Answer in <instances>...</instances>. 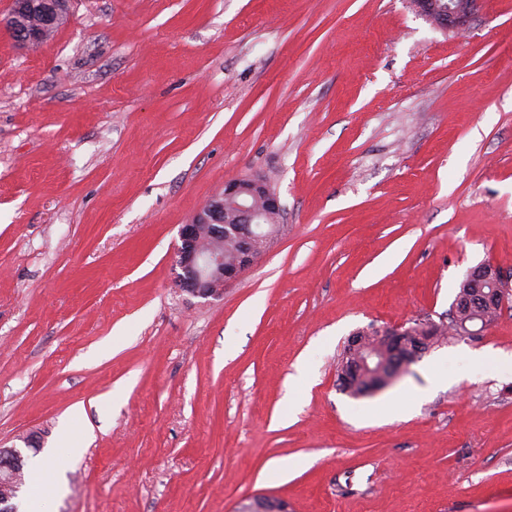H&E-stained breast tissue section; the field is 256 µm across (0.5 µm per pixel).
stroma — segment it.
I'll return each mask as SVG.
<instances>
[{"instance_id": "35a3bbf8", "label": "stroma", "mask_w": 512, "mask_h": 512, "mask_svg": "<svg viewBox=\"0 0 512 512\" xmlns=\"http://www.w3.org/2000/svg\"><path fill=\"white\" fill-rule=\"evenodd\" d=\"M10 9L0 442L53 458L44 512H512V307L373 395L337 376L355 331L512 275V0L462 33L410 0H70L24 48ZM242 177L280 231L180 291V226Z\"/></svg>"}]
</instances>
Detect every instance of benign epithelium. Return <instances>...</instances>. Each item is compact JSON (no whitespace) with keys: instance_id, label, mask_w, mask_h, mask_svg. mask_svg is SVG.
<instances>
[{"instance_id":"7a95c632","label":"benign epithelium","mask_w":512,"mask_h":512,"mask_svg":"<svg viewBox=\"0 0 512 512\" xmlns=\"http://www.w3.org/2000/svg\"><path fill=\"white\" fill-rule=\"evenodd\" d=\"M7 25L13 40L24 46H39L50 36L43 29L24 27L26 15H43L54 24L63 17L69 0H12ZM421 14L439 27L458 28L465 25L477 0H412ZM283 207L277 193L259 179L239 178L224 183V191L199 208L189 223L179 229L176 247L177 265L181 269L177 286L194 297L208 299L224 294V282L244 273L262 252L278 225H268L265 218H281ZM231 237L240 245L231 265L224 261V238ZM469 293L454 300L452 311L477 312L486 303L481 288H489L497 297L512 293V276L503 274L489 263L470 268L465 274ZM25 460L14 447L0 445V512H15L11 501L19 491ZM239 512H289L288 501L256 497Z\"/></svg>"}]
</instances>
